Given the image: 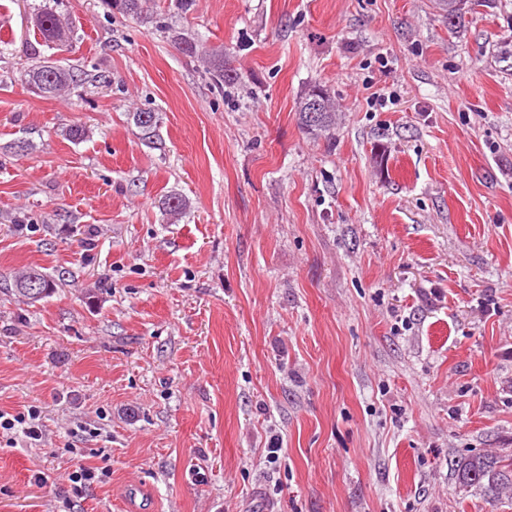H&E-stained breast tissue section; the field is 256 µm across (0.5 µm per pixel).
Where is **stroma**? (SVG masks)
Listing matches in <instances>:
<instances>
[{
    "label": "stroma",
    "instance_id": "obj_1",
    "mask_svg": "<svg viewBox=\"0 0 512 512\" xmlns=\"http://www.w3.org/2000/svg\"><path fill=\"white\" fill-rule=\"evenodd\" d=\"M155 3L0 0V410L44 425L0 438V512H512L454 474L512 455V0L455 35L443 0ZM151 0H107V6L110 9L118 10L119 13L135 17L142 23L150 24L154 22L153 7L150 6ZM35 23L46 43L56 45L58 42L65 41L67 24L55 12L40 11L36 15ZM27 77L28 84L44 97L54 95L77 81V75L70 69L60 65L50 67L41 61L30 67ZM319 100L322 112H315L317 117L310 119L308 112L309 103ZM298 123L301 128L313 137H321L329 134L336 127V109L334 103L325 89L320 84H314L300 98L297 106ZM32 277H35L39 280L40 288L36 294H31V292L27 289V284L31 280ZM14 292L16 295L22 296L29 300V303L38 302L50 294L53 293L56 285L53 280L48 278V276L32 270L25 274H22L18 278L14 280Z\"/></svg>",
    "mask_w": 512,
    "mask_h": 512
}]
</instances>
